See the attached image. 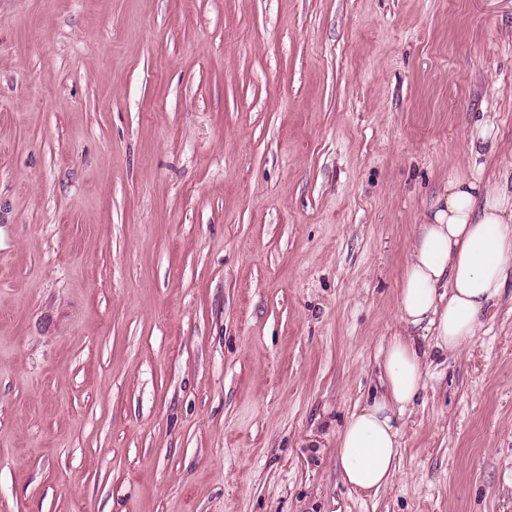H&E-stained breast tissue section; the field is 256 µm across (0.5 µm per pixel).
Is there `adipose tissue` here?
I'll return each instance as SVG.
<instances>
[{
  "label": "adipose tissue",
  "mask_w": 512,
  "mask_h": 512,
  "mask_svg": "<svg viewBox=\"0 0 512 512\" xmlns=\"http://www.w3.org/2000/svg\"><path fill=\"white\" fill-rule=\"evenodd\" d=\"M512 279V185L482 170L450 175L417 225L397 292L402 329L383 354L381 391L356 407L337 438L350 487L376 491L397 470L403 419L425 387L431 353L470 342Z\"/></svg>",
  "instance_id": "obj_1"
}]
</instances>
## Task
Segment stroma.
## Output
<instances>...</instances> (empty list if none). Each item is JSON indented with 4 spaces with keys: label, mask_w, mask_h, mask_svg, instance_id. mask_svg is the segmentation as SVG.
I'll return each mask as SVG.
<instances>
[{
    "label": "stroma",
    "mask_w": 512,
    "mask_h": 512,
    "mask_svg": "<svg viewBox=\"0 0 512 512\" xmlns=\"http://www.w3.org/2000/svg\"><path fill=\"white\" fill-rule=\"evenodd\" d=\"M486 114L512 0H0V512H512V285L336 460Z\"/></svg>",
    "instance_id": "obj_1"
}]
</instances>
